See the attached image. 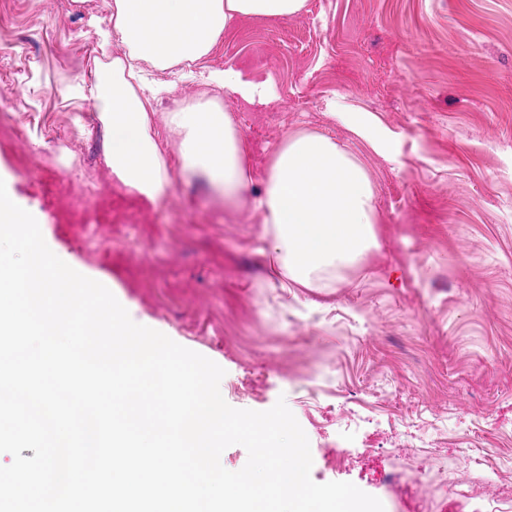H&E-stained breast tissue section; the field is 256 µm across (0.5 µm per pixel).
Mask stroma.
<instances>
[{
    "label": "stroma",
    "mask_w": 512,
    "mask_h": 512,
    "mask_svg": "<svg viewBox=\"0 0 512 512\" xmlns=\"http://www.w3.org/2000/svg\"><path fill=\"white\" fill-rule=\"evenodd\" d=\"M113 12V0H0V180L48 247L134 322L220 365L230 406L285 400L315 483H353L384 512L417 497L457 512L463 481L485 499L512 486V0H306L285 19L237 18L194 67L143 62L172 84L154 115L168 160L179 138L167 113L212 100L235 117L252 195L295 131L364 162L379 250L293 294L250 212L178 175L150 203L113 175L98 122L75 134L124 53L99 40ZM225 69L264 101L202 83Z\"/></svg>",
    "instance_id": "35a3bbf8"
}]
</instances>
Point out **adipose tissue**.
Returning a JSON list of instances; mask_svg holds the SVG:
<instances>
[{"mask_svg":"<svg viewBox=\"0 0 512 512\" xmlns=\"http://www.w3.org/2000/svg\"><path fill=\"white\" fill-rule=\"evenodd\" d=\"M305 0H114L112 28L103 44L117 43L116 57L93 94L105 129L109 165L131 189L156 202L170 195L172 180L153 122L159 91L134 83L135 61L167 69L206 56L239 16L288 17ZM167 122L180 137L181 175L204 178L233 208H246L267 229L280 285L310 288L316 278L335 279L380 247L376 194L363 162L330 137L298 132L276 149L262 195H244L251 175L231 113L213 102L188 105Z\"/></svg>","mask_w":512,"mask_h":512,"instance_id":"ef3b65f1","label":"adipose tissue"}]
</instances>
